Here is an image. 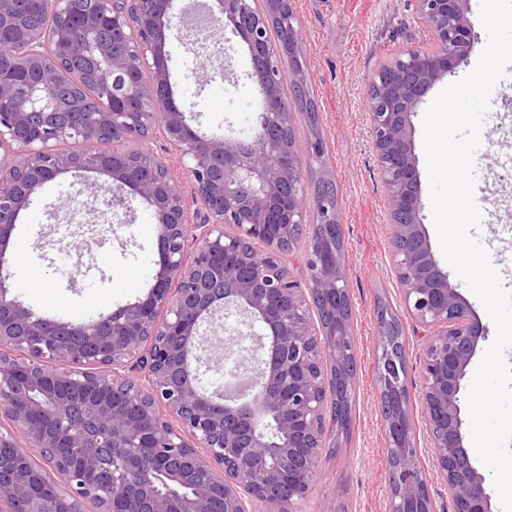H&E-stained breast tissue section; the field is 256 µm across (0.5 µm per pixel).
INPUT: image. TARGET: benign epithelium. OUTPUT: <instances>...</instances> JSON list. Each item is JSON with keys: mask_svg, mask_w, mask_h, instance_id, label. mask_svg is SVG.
Returning <instances> with one entry per match:
<instances>
[{"mask_svg": "<svg viewBox=\"0 0 512 512\" xmlns=\"http://www.w3.org/2000/svg\"><path fill=\"white\" fill-rule=\"evenodd\" d=\"M0 0V262L13 251L18 217L31 197L59 175L93 168L126 187L151 210L159 260L148 291L133 303L89 319L47 318L18 299L0 271V418L25 445L0 434V497L36 503L35 512H301L324 447V381L316 355L332 359L336 399L348 398L356 357L344 316L346 262L333 237L337 209L307 200L301 157L285 147L289 113L277 79L281 53L270 24L288 28V46L302 50L290 0H211L195 28L230 31L248 51L251 78L262 95L245 137H206L175 104L166 31L180 24L176 0H96L78 29L59 19L45 32L26 27ZM434 43L393 59L372 83L369 120L387 189L391 253L403 304L429 332L424 357V418L437 472L448 483L454 512H493L485 480L464 446L459 393L483 330L438 265L420 222V185L411 116L440 78L467 61L474 33L468 0H415ZM81 60L99 77V110L77 112L58 92L62 74ZM162 135L193 177L204 219H191L178 176L147 143ZM123 141L126 148L89 163L51 144L68 136ZM311 225L307 265L313 299L328 316L313 330L303 288L284 272L283 245ZM233 225L238 233L224 231ZM234 310L253 346L254 378L242 376L212 392L199 385L190 356L224 359L223 340L203 335L216 316ZM70 367L45 371L42 360ZM94 367L92 377L78 367ZM377 366L387 395L391 467L390 512H436L426 474L415 460L409 401L395 342L378 337ZM70 448L84 452L73 457ZM39 455L42 467L31 466ZM208 479L190 482L186 466Z\"/></svg>", "mask_w": 512, "mask_h": 512, "instance_id": "benign-epithelium-1", "label": "benign epithelium"}]
</instances>
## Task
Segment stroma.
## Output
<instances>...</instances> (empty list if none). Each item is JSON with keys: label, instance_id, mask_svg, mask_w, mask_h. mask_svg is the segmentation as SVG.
Masks as SVG:
<instances>
[{"label": "stroma", "instance_id": "stroma-1", "mask_svg": "<svg viewBox=\"0 0 512 512\" xmlns=\"http://www.w3.org/2000/svg\"><path fill=\"white\" fill-rule=\"evenodd\" d=\"M305 42L307 85L313 92L325 160L337 188L346 274L352 309L351 330L357 347L356 406L349 435L327 433L319 452L314 485L303 512H389L388 454L379 410L376 355L377 306L389 304L407 341V383L415 427L416 459L429 478L438 512H451L448 487L438 477L423 410V363L426 342L401 299L388 241L389 202L368 120V93L380 67L409 49H428L432 36L422 25L414 0H291ZM194 36L174 28L166 36L172 81L180 104L190 110L200 133L230 135L247 129L261 105L249 77L243 43L233 41L223 55L190 50ZM225 67V76L201 84L203 68ZM422 112L412 123L419 171L420 220L430 244L438 238L430 206L423 149ZM475 200L482 211L476 233L512 290V65L494 88L475 156ZM104 174L82 170L46 184L22 214L17 239L32 261L34 285L12 282L19 297L40 314L90 317L136 301L149 287L157 259L155 237L140 225L152 223L146 204L132 200L118 208L106 244L78 253L81 240L96 235L103 222L90 191Z\"/></svg>", "mask_w": 512, "mask_h": 512}]
</instances>
